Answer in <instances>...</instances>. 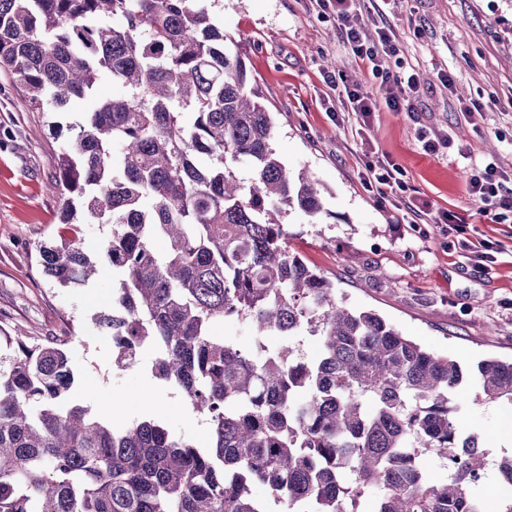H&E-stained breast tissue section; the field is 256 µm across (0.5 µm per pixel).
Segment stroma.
I'll return each mask as SVG.
<instances>
[{
    "label": "stroma",
    "mask_w": 512,
    "mask_h": 512,
    "mask_svg": "<svg viewBox=\"0 0 512 512\" xmlns=\"http://www.w3.org/2000/svg\"><path fill=\"white\" fill-rule=\"evenodd\" d=\"M360 7L367 33L395 31L400 51L382 65L414 75V111L387 108L385 85L343 48L333 16L310 0H223L218 10L275 116L277 155L291 169H307L324 192L327 216L319 224L291 216L288 244L335 282L338 300L375 311L464 370L486 358L511 360L512 214L492 219L467 183L472 160L486 159L512 188V0H391L381 11L362 0ZM329 74L376 99L369 127H360L341 88L326 83ZM112 92L105 79L69 109L32 112L16 80L0 74V336L68 337L71 400L95 412L156 418L204 448L205 417L153 374L155 351L142 349L138 364L118 367L111 337L95 323L112 309L117 272L105 264L88 285L60 287L40 270V246L64 233H77L92 259L101 256L109 226L60 223L63 200L50 185L56 155ZM423 132L447 134L448 147L426 154ZM378 158L403 169L411 197L464 214L465 227L412 222L403 202L365 187L363 165ZM481 249L485 257L476 258ZM455 396L466 407L459 430L478 434L487 452L476 491L495 512L505 495L494 468L505 452L504 412L469 382Z\"/></svg>",
    "instance_id": "35a3bbf8"
}]
</instances>
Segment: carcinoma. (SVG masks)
<instances>
[{"label":"carcinoma","instance_id":"cac0c4a2","mask_svg":"<svg viewBox=\"0 0 512 512\" xmlns=\"http://www.w3.org/2000/svg\"><path fill=\"white\" fill-rule=\"evenodd\" d=\"M218 4L0 0V72L31 111L65 108L105 78L116 86L57 155L61 220L72 223L77 198L84 223L111 227L102 256L121 278L96 323L116 340L117 365L159 349L155 375L210 430L202 452L155 419L68 403V340L7 336L0 512H359L367 490L369 512H484L486 452L456 425L459 362L337 301L333 281L288 249L284 218L319 223L323 198L273 149L272 113ZM39 257L62 286L97 272L72 237ZM226 318L258 336H317L319 352L258 354L212 335ZM474 377L484 401L512 406V361L484 359ZM434 460L448 482L431 480ZM496 472L512 485V453Z\"/></svg>","mask_w":512,"mask_h":512}]
</instances>
